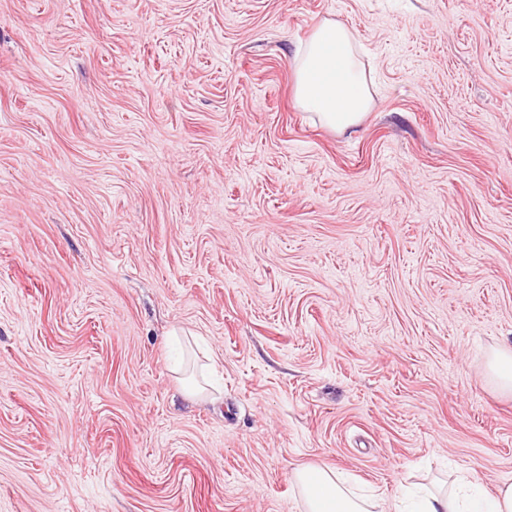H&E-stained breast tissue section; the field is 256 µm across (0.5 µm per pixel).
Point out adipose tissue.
I'll return each mask as SVG.
<instances>
[{
	"instance_id": "adipose-tissue-1",
	"label": "adipose tissue",
	"mask_w": 512,
	"mask_h": 512,
	"mask_svg": "<svg viewBox=\"0 0 512 512\" xmlns=\"http://www.w3.org/2000/svg\"><path fill=\"white\" fill-rule=\"evenodd\" d=\"M294 97L327 128L342 132L360 125L372 101L358 55L357 41L343 23L326 19L312 32L293 59ZM293 481L305 512H371L369 498L352 493L334 470L311 465L296 471ZM412 512H512V483L480 495L476 483L419 491Z\"/></svg>"
}]
</instances>
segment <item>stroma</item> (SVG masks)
Here are the masks:
<instances>
[{
    "instance_id": "stroma-1",
    "label": "stroma",
    "mask_w": 512,
    "mask_h": 512,
    "mask_svg": "<svg viewBox=\"0 0 512 512\" xmlns=\"http://www.w3.org/2000/svg\"><path fill=\"white\" fill-rule=\"evenodd\" d=\"M325 19L372 109L294 98ZM512 0H0V512L512 482ZM212 377L190 399L183 378ZM488 372L497 388L512 392V349L494 351L488 360ZM293 481L302 497L306 512H370L367 497L352 493L334 470L311 465L296 471Z\"/></svg>"
}]
</instances>
